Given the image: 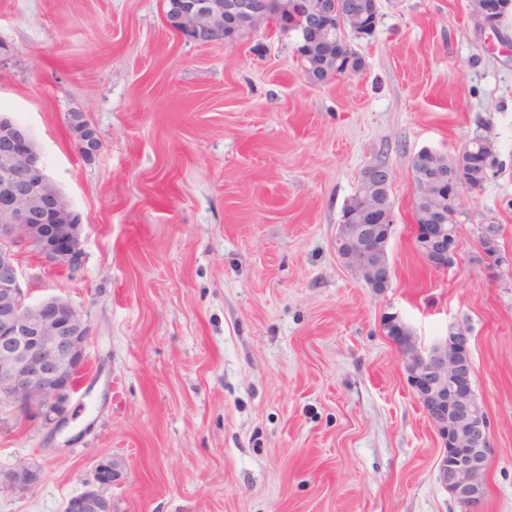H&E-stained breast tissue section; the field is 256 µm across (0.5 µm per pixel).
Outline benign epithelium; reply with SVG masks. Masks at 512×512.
I'll return each instance as SVG.
<instances>
[{"label":"benign epithelium","instance_id":"benign-epithelium-1","mask_svg":"<svg viewBox=\"0 0 512 512\" xmlns=\"http://www.w3.org/2000/svg\"><path fill=\"white\" fill-rule=\"evenodd\" d=\"M168 26L198 44L232 43L269 26L267 0H170ZM336 12L330 0L308 6L293 38L296 52L309 45L313 32L330 35L325 17ZM75 145L90 159L101 149L96 129L83 112L67 114ZM493 153L492 139L482 135L476 148L463 151L448 172L429 175L420 185L428 209L416 224L415 246L426 262L442 269L452 264L459 246L457 227L441 217L445 201L464 202L465 167H483ZM392 174L385 165L363 171L357 197L361 203L352 224L338 225L336 250L345 265L367 285L390 286L387 244L393 208L384 193ZM0 412L9 410L59 429L67 423L76 394L74 372L83 369L90 325L68 300L49 297L33 302L21 285L20 255L31 249L50 267L75 272L82 264V218L46 172L36 143L24 124L0 116ZM499 227L480 225L483 255L501 262ZM384 328L397 344L407 380L444 445L437 477L461 512H476L484 495V475L491 459L488 415L472 390L470 338L461 329L425 349L404 336L402 323L389 317ZM42 469L20 460L0 473V487L24 493L39 484ZM117 480L112 460L99 461L85 489L68 498L63 512H112L107 492Z\"/></svg>","mask_w":512,"mask_h":512}]
</instances>
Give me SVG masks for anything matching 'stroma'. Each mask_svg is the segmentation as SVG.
<instances>
[{
    "instance_id": "obj_1",
    "label": "stroma",
    "mask_w": 512,
    "mask_h": 512,
    "mask_svg": "<svg viewBox=\"0 0 512 512\" xmlns=\"http://www.w3.org/2000/svg\"><path fill=\"white\" fill-rule=\"evenodd\" d=\"M361 69L311 83L294 40L232 44L172 31L163 0H0V115L25 123L83 218L77 272L21 255L31 300H69L91 335L69 423L0 418V512H61L112 459V512H461L443 443L383 324L422 347L465 330L491 461L477 512H512V16L470 0H378ZM101 138L75 150L67 113ZM495 164L466 194L459 253L415 243L412 160ZM393 172L389 288L344 265L336 232L363 171ZM500 226V266L479 228ZM42 469L34 462L20 460L9 470L0 473V486L14 493H24L39 484Z\"/></svg>"
}]
</instances>
